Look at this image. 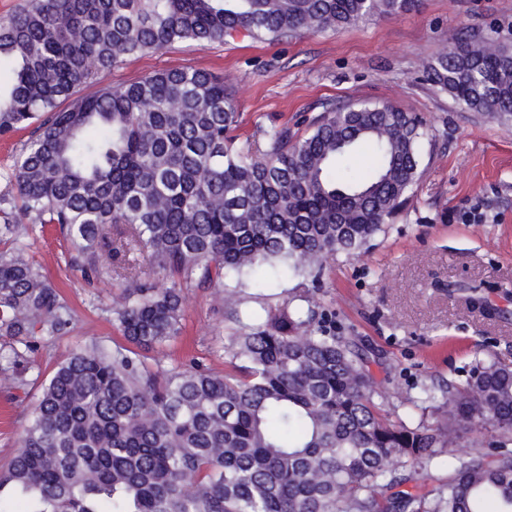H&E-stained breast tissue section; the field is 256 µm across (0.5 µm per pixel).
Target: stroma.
Segmentation results:
<instances>
[{
    "mask_svg": "<svg viewBox=\"0 0 512 512\" xmlns=\"http://www.w3.org/2000/svg\"><path fill=\"white\" fill-rule=\"evenodd\" d=\"M458 32L512 46V0H420L414 10L340 31L275 42L239 36L178 44L129 57L80 92L166 69L217 74L241 114L240 144L255 149L264 144L261 129L274 124L304 135L327 102L391 104L418 117L422 165L410 198L367 250L329 261L316 291L326 327L353 341L386 391L407 395L424 383L465 381L480 351L512 366V119L462 109L427 80L428 63ZM477 205L484 220L464 221ZM23 242L72 321L59 336L34 340L27 386H0V467L17 451L56 364L90 342L110 347L122 340L112 323L108 277L83 279L58 228L31 233ZM462 284L475 287L498 315L466 304ZM224 285L237 290L244 315L311 290L302 274L280 264L227 276ZM185 295L181 331L156 358L223 370L225 338L236 323L210 291L191 288Z\"/></svg>",
    "mask_w": 512,
    "mask_h": 512,
    "instance_id": "stroma-1",
    "label": "stroma"
}]
</instances>
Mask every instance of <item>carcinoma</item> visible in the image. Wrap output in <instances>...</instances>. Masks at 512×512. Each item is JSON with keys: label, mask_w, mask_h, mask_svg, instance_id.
Instances as JSON below:
<instances>
[{"label": "carcinoma", "mask_w": 512, "mask_h": 512, "mask_svg": "<svg viewBox=\"0 0 512 512\" xmlns=\"http://www.w3.org/2000/svg\"><path fill=\"white\" fill-rule=\"evenodd\" d=\"M419 0H26L0 21V136L31 129L0 195V238L57 224L85 272L117 281L112 320L128 345L97 343L41 386L18 450L0 469L14 512H512V367L489 354L465 383L398 403L345 336L314 325L318 303L283 302L228 338L224 372L148 356L179 331L187 288L238 318L230 272L279 261L319 287L323 263L355 255L420 177L419 120L387 104L329 107L297 136L241 147L224 79L178 68L76 96L144 51L281 41L396 16ZM427 79L469 110L512 115V48L454 35ZM363 144L365 177L336 171ZM70 310L24 248L0 252V384L27 385L35 336ZM434 414L427 424L425 411ZM498 438L458 441L462 423ZM448 461L431 494L411 474Z\"/></svg>", "instance_id": "cac0c4a2"}]
</instances>
